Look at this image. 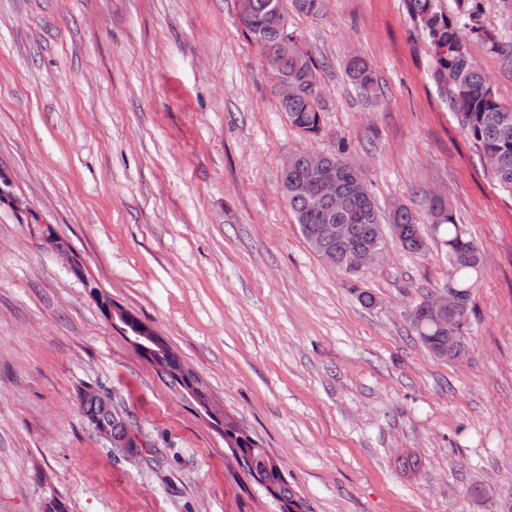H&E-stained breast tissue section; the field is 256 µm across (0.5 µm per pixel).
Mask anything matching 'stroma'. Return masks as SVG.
<instances>
[{
	"label": "stroma",
	"instance_id": "stroma-1",
	"mask_svg": "<svg viewBox=\"0 0 512 512\" xmlns=\"http://www.w3.org/2000/svg\"><path fill=\"white\" fill-rule=\"evenodd\" d=\"M283 10L318 65L315 138L281 110L237 0H0V176L27 204L0 199V512H281L43 245V224L310 512H512V191L460 129L405 0ZM484 24L465 42L512 108V0H484ZM354 56L374 95L347 75ZM341 140L382 212L437 191L481 249L463 361L409 328L453 275L432 228L421 254L388 238L355 287L303 237L283 163ZM88 386L140 433L136 456L89 425Z\"/></svg>",
	"mask_w": 512,
	"mask_h": 512
}]
</instances>
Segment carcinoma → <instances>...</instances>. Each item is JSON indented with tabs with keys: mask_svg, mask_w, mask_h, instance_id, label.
Listing matches in <instances>:
<instances>
[{
	"mask_svg": "<svg viewBox=\"0 0 512 512\" xmlns=\"http://www.w3.org/2000/svg\"><path fill=\"white\" fill-rule=\"evenodd\" d=\"M298 13L318 16L325 9V0H291ZM482 0H456L457 15L445 19L438 14L433 0H407L411 19L427 31L434 46L438 67L436 81L448 88L451 111L459 127L472 142L476 152H492L498 155V169L494 180L503 188L512 189V109L503 107L476 61L470 55L462 30L481 34L492 40L494 36L485 28L481 7ZM284 14L282 0H251L249 15L243 19L245 29L262 45L265 61L270 71L288 78L298 86V93L281 102L291 124L307 136H316L322 130L319 107L317 65L302 49L294 33L281 30L275 21L276 14ZM348 72L365 92L373 89V72L368 63L360 58L350 59ZM327 164L341 174V186L353 195L354 208L350 215H336L338 224L354 226L352 238L333 245L341 265L337 269L351 278L362 271L351 266L349 257L356 250L372 245L368 229L373 224H391L403 228L399 238L402 247L413 253L426 250L421 225L431 224L435 234L448 249V260L454 271V281L461 293V313L466 325H471L475 309L472 306V289L483 273L478 264L480 250L456 224L451 208L444 200H430L422 195L419 208L400 205L384 218L379 214L374 196H357L354 186L365 173L347 158V147L340 143L326 153ZM295 222L303 237H308L307 226L323 223L328 216L326 209L313 199L292 193L286 195ZM418 342L434 357L449 359L465 347L464 335L450 334L427 320L419 325L410 320ZM80 407L92 428L106 427L112 439L125 435V426L117 416L112 401L95 394H82ZM224 438L232 439L237 446L239 463L248 474L282 504V512H293L302 500L295 497L284 476L277 470L272 458L250 435L240 430L235 419L224 417Z\"/></svg>",
	"mask_w": 512,
	"mask_h": 512,
	"instance_id": "carcinoma-1",
	"label": "carcinoma"
}]
</instances>
